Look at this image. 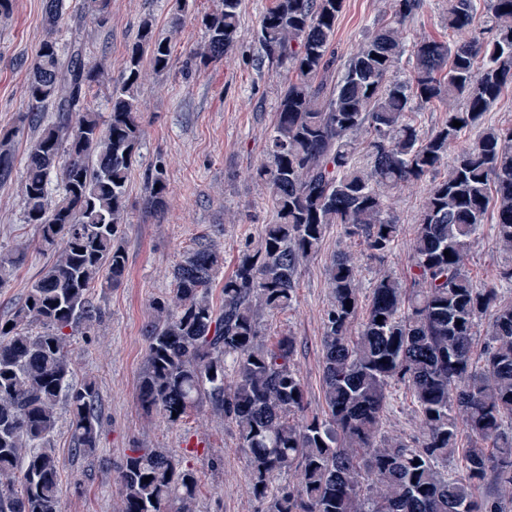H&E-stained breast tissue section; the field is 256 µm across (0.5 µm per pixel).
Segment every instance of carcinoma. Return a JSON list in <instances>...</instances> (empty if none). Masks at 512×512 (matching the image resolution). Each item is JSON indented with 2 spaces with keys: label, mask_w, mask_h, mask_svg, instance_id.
Wrapping results in <instances>:
<instances>
[{
  "label": "carcinoma",
  "mask_w": 512,
  "mask_h": 512,
  "mask_svg": "<svg viewBox=\"0 0 512 512\" xmlns=\"http://www.w3.org/2000/svg\"><path fill=\"white\" fill-rule=\"evenodd\" d=\"M63 4L45 0L48 37L32 61L28 112L20 118L38 129L25 159L24 220L53 261L0 318V476L8 478L0 483V512H60L52 443L60 403L70 412L75 455L97 452L99 391L73 377L67 330L90 333L104 315L92 292L125 276L119 241L143 139L137 88L143 61L156 72L171 62L170 41L143 20L122 86L109 94L108 111H97L88 94L100 71L85 60L80 29L64 55L53 38ZM240 4L220 0L204 14L205 41L189 56L197 68L232 49ZM420 6L395 0L394 22L366 38L330 87L324 76L336 61L332 36L344 0H275L260 19L258 41L291 76L253 172L274 220L224 278L219 305L209 290L224 268L223 252L208 242L187 252L145 328L142 406L174 424L210 403L234 427L252 493L271 512H512V303L498 288L474 286L462 270L490 210L496 243L512 252V128H488L473 145L457 147L461 133L512 86V0H488L486 30L475 27L476 0H449L448 29L469 34L454 46L406 40L404 24ZM405 54L413 69L397 80L393 68ZM436 101L448 116L423 139L409 113ZM48 105L56 112L51 121L43 116ZM18 133L0 132V183L13 173ZM451 150L449 170L427 188L411 242L412 287L381 274L358 323L359 257L333 260L322 337L326 410L309 415L293 338L265 346L261 313L293 306L299 269L320 251L331 224L343 225L371 259L390 253L400 227L387 195L445 166ZM53 176L57 199L49 193ZM167 191L164 172L155 170L144 207L161 209ZM27 250L0 249V288ZM485 316V347L477 354ZM399 383L419 404L422 436L413 445L381 435L389 390ZM462 433L470 439L465 469L440 472L436 463L455 451ZM287 470L297 472L296 483L278 482ZM117 481L119 512H194L198 476L161 448L130 449Z\"/></svg>",
  "instance_id": "cac0c4a2"
}]
</instances>
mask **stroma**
I'll return each instance as SVG.
<instances>
[{"label":"stroma","mask_w":512,"mask_h":512,"mask_svg":"<svg viewBox=\"0 0 512 512\" xmlns=\"http://www.w3.org/2000/svg\"><path fill=\"white\" fill-rule=\"evenodd\" d=\"M275 0H241L240 28L234 50L206 69H187L190 52L204 41L198 17L211 11L216 0H195L194 14L174 26L171 0H108L103 23L92 22L94 0H67V12L55 33L66 44L72 27H81L87 60L102 64L100 82L89 98L98 111L107 107L105 92L120 86L126 49L143 19H151L158 37L171 41L168 70H146L138 96L143 140L128 191L127 225L121 245L127 257L123 282L92 298L105 311L89 335L75 334L71 367L76 379L95 381L102 404L103 424L94 456L73 455L69 443V413L58 408L53 436L61 470V512H117L120 486L117 468L133 448H163L200 478L195 512H266V504L250 492L251 476L237 446L232 425L210 404L201 403L181 422L169 424L143 410L139 383L146 366V324L151 304L169 293L171 273L183 255L199 242L215 243L224 253V267L211 294L220 300L226 276L239 254L255 246L271 209L251 173L263 157L267 134L279 98L288 83L287 67L269 62L256 31ZM44 0H13L10 14L0 15V131L18 128L15 168L0 184V249L30 243L33 225L24 221L21 180L26 149L34 128L19 127L28 109L25 95L32 57L47 31ZM394 0H344L333 35L337 66L326 75L336 82L339 67L364 42L374 27L392 23ZM448 0H422L421 9L404 25L408 40L429 37L458 41L446 24ZM163 169L169 193L160 212L148 213L143 200L154 169ZM426 182L395 192L390 200L400 226L394 250L380 259L363 260L361 294L369 296L378 274L390 272L402 283L412 273L410 241L421 212ZM359 245L343 225H329L319 253L298 273L297 301L289 309L262 314L260 339L271 345L284 336L296 343L295 362L307 390V412L323 415V313L330 302L328 267L334 256L358 253ZM48 255L32 248L8 287L0 288V317L21 303ZM512 266V253L497 245L492 225L464 257L473 284L495 285L503 268ZM385 437L413 443L421 436L418 409L401 385L392 391L383 420Z\"/></svg>","instance_id":"obj_1"}]
</instances>
